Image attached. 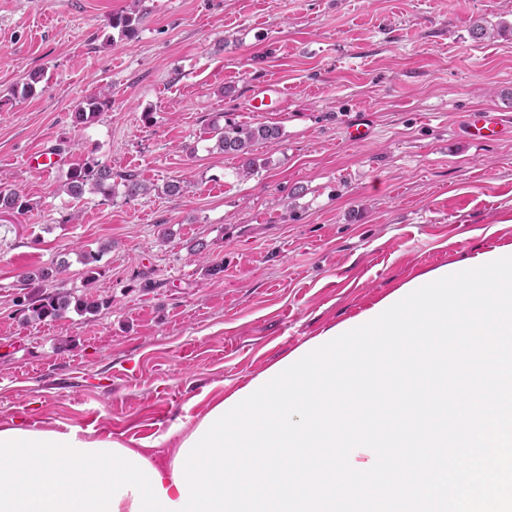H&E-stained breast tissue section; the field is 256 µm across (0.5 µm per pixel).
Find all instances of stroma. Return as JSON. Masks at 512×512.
Segmentation results:
<instances>
[{
  "instance_id": "stroma-1",
  "label": "stroma",
  "mask_w": 512,
  "mask_h": 512,
  "mask_svg": "<svg viewBox=\"0 0 512 512\" xmlns=\"http://www.w3.org/2000/svg\"><path fill=\"white\" fill-rule=\"evenodd\" d=\"M133 9L128 40L107 19ZM34 71V92L14 94ZM273 80L284 109L250 111ZM480 107L512 128V0H0V190L30 204L0 214V426L58 421L172 455L179 417L415 277L512 244V137L470 140ZM358 118L362 144L346 136ZM229 121L282 131L245 180L211 137ZM41 149L52 171L30 162ZM85 159L148 194L72 197ZM85 250L103 253L89 289ZM60 288L99 311L16 308Z\"/></svg>"
}]
</instances>
